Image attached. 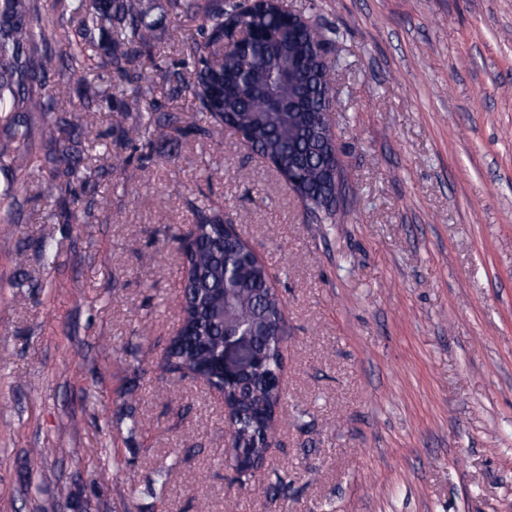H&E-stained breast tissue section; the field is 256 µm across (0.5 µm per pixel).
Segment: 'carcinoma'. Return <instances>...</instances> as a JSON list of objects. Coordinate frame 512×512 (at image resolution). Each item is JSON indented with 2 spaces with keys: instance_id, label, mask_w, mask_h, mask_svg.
Listing matches in <instances>:
<instances>
[{
  "instance_id": "cac0c4a2",
  "label": "carcinoma",
  "mask_w": 512,
  "mask_h": 512,
  "mask_svg": "<svg viewBox=\"0 0 512 512\" xmlns=\"http://www.w3.org/2000/svg\"><path fill=\"white\" fill-rule=\"evenodd\" d=\"M61 13L44 0H0V172L7 184L0 190V224H12L17 176L26 170L22 147L41 127L50 175L39 195L53 197L60 207L57 224L77 220L80 197L72 189L88 179L81 152L57 149L85 130L83 113L106 103L127 112L125 102L112 106V96L91 86L88 75L101 71L121 81H138L144 71L159 69L150 55L158 19V0H60ZM172 10L200 21L198 37L189 44L194 78L185 83L194 98L187 118L167 115L164 127L176 135L211 138L227 130L243 144L267 156L283 180L294 157L302 162L295 177L297 197L317 224L336 223V206L326 197L333 158L319 147L321 137L308 113L333 111L328 96L336 84L335 63L325 65L307 34L288 30L279 5L264 0L243 9L238 0H167ZM71 24L73 34L57 36ZM60 80L47 83L50 73ZM83 103L56 110L71 93ZM198 223L174 234L186 275L181 315L187 335L167 347L168 368L203 372L224 345V334L241 327H263V362L242 381L225 384L232 408L229 433L247 446L245 454L262 460L264 449L251 448L253 437L275 427L282 389L272 378L282 370L280 343L287 335L283 301L265 281V264L239 234L224 230V218L198 210Z\"/></svg>"
}]
</instances>
